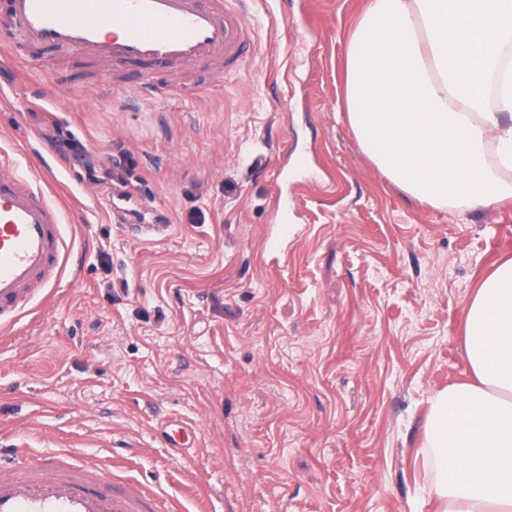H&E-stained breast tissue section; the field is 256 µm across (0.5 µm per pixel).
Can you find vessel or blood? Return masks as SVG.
Returning a JSON list of instances; mask_svg holds the SVG:
<instances>
[{
	"instance_id": "obj_1",
	"label": "vessel or blood",
	"mask_w": 512,
	"mask_h": 512,
	"mask_svg": "<svg viewBox=\"0 0 512 512\" xmlns=\"http://www.w3.org/2000/svg\"><path fill=\"white\" fill-rule=\"evenodd\" d=\"M235 0H8L0 43L103 57L137 65L133 88L149 99L170 89L160 72L239 68L254 41ZM70 245L64 215L17 166L0 162V317L21 313L63 273ZM0 466V512H158L160 497L139 481L105 478L100 463L11 448Z\"/></svg>"
}]
</instances>
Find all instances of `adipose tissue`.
I'll list each match as a JSON object with an SVG mask.
<instances>
[{
	"instance_id": "obj_1",
	"label": "adipose tissue",
	"mask_w": 512,
	"mask_h": 512,
	"mask_svg": "<svg viewBox=\"0 0 512 512\" xmlns=\"http://www.w3.org/2000/svg\"><path fill=\"white\" fill-rule=\"evenodd\" d=\"M344 104L362 152L435 210L512 201V0H368ZM470 381L430 401L438 512H512V257L468 303Z\"/></svg>"
}]
</instances>
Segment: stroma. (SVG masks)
<instances>
[{
	"mask_svg": "<svg viewBox=\"0 0 512 512\" xmlns=\"http://www.w3.org/2000/svg\"><path fill=\"white\" fill-rule=\"evenodd\" d=\"M365 6L248 0L240 70L167 74L163 100L113 91L133 66L0 47V158L54 165L73 243L0 326V448L103 460L175 512H437L430 398L470 378L465 310L512 205L423 206L362 153L340 106ZM69 135L97 179L52 147ZM281 217L300 232L276 248ZM175 418L194 447L161 438Z\"/></svg>",
	"mask_w": 512,
	"mask_h": 512,
	"instance_id": "35a3bbf8",
	"label": "stroma"
}]
</instances>
